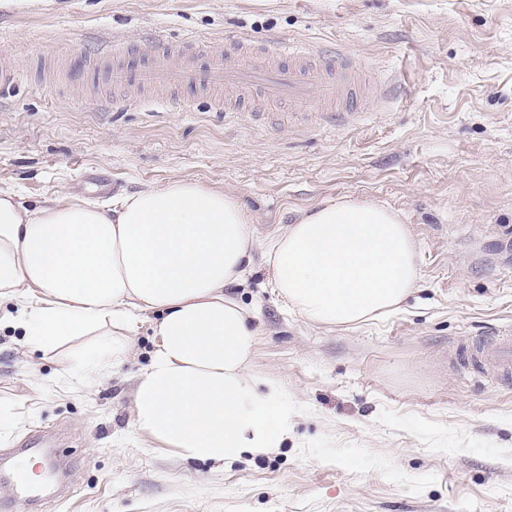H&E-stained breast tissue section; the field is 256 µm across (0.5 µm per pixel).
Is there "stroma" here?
I'll list each match as a JSON object with an SVG mask.
<instances>
[{
	"mask_svg": "<svg viewBox=\"0 0 512 512\" xmlns=\"http://www.w3.org/2000/svg\"><path fill=\"white\" fill-rule=\"evenodd\" d=\"M283 39L359 54L386 102L323 123L319 99L292 120L185 87L148 105L109 100L99 47L147 39ZM0 49L19 67L0 90V187L29 204L104 201L172 179L234 193L258 240L345 195L399 210L420 281L401 310L358 328L311 324L275 292L261 252L233 288L254 315L252 371L295 415L277 451L230 465L187 461L133 424L135 378L155 314L105 376L81 347L29 353L0 300V403L23 417L0 456L62 434L69 490L31 507L0 483V512H512V381L458 347L512 329V0H0ZM59 56L53 87L44 52ZM74 367L73 379L62 371Z\"/></svg>",
	"mask_w": 512,
	"mask_h": 512,
	"instance_id": "stroma-1",
	"label": "stroma"
}]
</instances>
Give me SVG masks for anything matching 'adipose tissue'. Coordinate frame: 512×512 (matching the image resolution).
Returning <instances> with one entry per match:
<instances>
[{"instance_id": "adipose-tissue-1", "label": "adipose tissue", "mask_w": 512, "mask_h": 512, "mask_svg": "<svg viewBox=\"0 0 512 512\" xmlns=\"http://www.w3.org/2000/svg\"><path fill=\"white\" fill-rule=\"evenodd\" d=\"M255 248L239 199L199 183L35 206L0 187V298L19 302L12 323L27 349L88 336L78 366L104 373L127 361L144 313L160 312L134 426L186 459L232 463L288 436L293 410L282 387L252 373L258 331L229 293ZM262 250L279 297L317 325L382 319L420 280L401 214L368 199L319 204Z\"/></svg>"}]
</instances>
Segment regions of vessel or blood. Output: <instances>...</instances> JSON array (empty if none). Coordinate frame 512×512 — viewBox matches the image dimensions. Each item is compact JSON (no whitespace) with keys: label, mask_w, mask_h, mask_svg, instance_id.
<instances>
[{"label":"vessel or blood","mask_w":512,"mask_h":512,"mask_svg":"<svg viewBox=\"0 0 512 512\" xmlns=\"http://www.w3.org/2000/svg\"><path fill=\"white\" fill-rule=\"evenodd\" d=\"M102 75L107 84L132 83L140 89L238 87L301 116L316 97L329 121H353L363 104L385 97L383 82L362 57L350 52L317 55L285 41L265 45L243 38L216 46L189 39L174 46L157 39L136 73L118 65L103 68ZM462 350L473 361L492 366L503 376L512 375V332L496 331L491 339L463 345Z\"/></svg>","instance_id":"vessel-or-blood-1"}]
</instances>
